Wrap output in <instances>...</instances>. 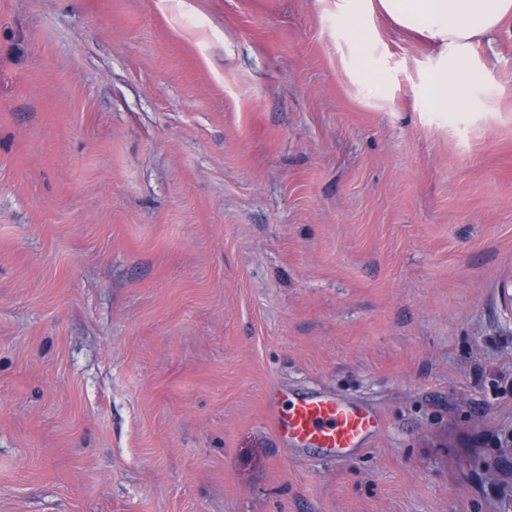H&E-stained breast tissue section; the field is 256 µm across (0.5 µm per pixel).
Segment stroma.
<instances>
[{
    "instance_id": "obj_1",
    "label": "stroma",
    "mask_w": 512,
    "mask_h": 512,
    "mask_svg": "<svg viewBox=\"0 0 512 512\" xmlns=\"http://www.w3.org/2000/svg\"><path fill=\"white\" fill-rule=\"evenodd\" d=\"M331 0H0V512H512V25L468 107ZM384 430L297 456L273 387Z\"/></svg>"
}]
</instances>
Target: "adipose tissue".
I'll return each mask as SVG.
<instances>
[{"label": "adipose tissue", "instance_id": "ef3b65f1", "mask_svg": "<svg viewBox=\"0 0 512 512\" xmlns=\"http://www.w3.org/2000/svg\"><path fill=\"white\" fill-rule=\"evenodd\" d=\"M356 42L355 66L362 83H377L366 68L367 33L375 16L388 18L405 33L437 52L438 63L428 76L424 93L433 108L453 111L468 99L475 75L471 51L476 43L492 41L512 21V0H335Z\"/></svg>", "mask_w": 512, "mask_h": 512}]
</instances>
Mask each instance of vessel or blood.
Instances as JSON below:
<instances>
[{"label":"vessel or blood","mask_w":512,"mask_h":512,"mask_svg":"<svg viewBox=\"0 0 512 512\" xmlns=\"http://www.w3.org/2000/svg\"><path fill=\"white\" fill-rule=\"evenodd\" d=\"M267 420L291 448L303 453L314 450L329 458L360 448L381 427L376 413L324 391L294 393L284 410L268 406Z\"/></svg>","instance_id":"obj_1"}]
</instances>
